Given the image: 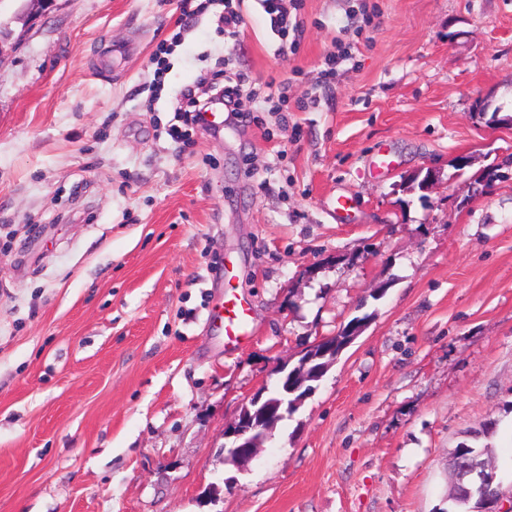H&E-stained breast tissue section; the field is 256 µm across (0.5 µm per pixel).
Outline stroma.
I'll use <instances>...</instances> for the list:
<instances>
[{"label": "stroma", "instance_id": "stroma-1", "mask_svg": "<svg viewBox=\"0 0 512 512\" xmlns=\"http://www.w3.org/2000/svg\"><path fill=\"white\" fill-rule=\"evenodd\" d=\"M303 4L296 53L257 0L233 49L211 5L159 76L179 0H59L25 29L0 0L23 35L0 57V512H448L458 445L512 456V179L468 193L512 153L478 116L512 113V0ZM231 53L287 84L283 110L242 96L249 126L180 147L182 91ZM228 283L254 328L235 348L207 322ZM361 316L254 459L225 461L279 363Z\"/></svg>", "mask_w": 512, "mask_h": 512}]
</instances>
